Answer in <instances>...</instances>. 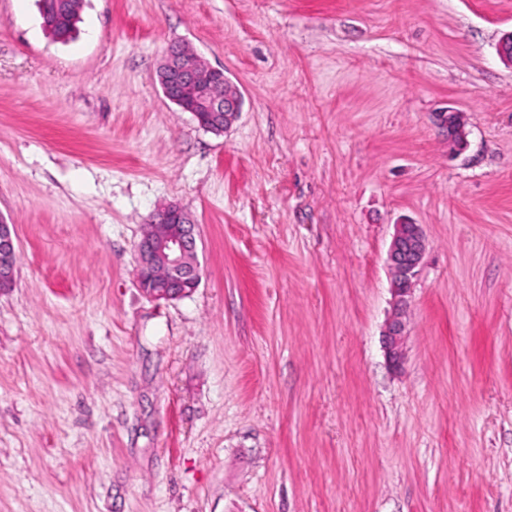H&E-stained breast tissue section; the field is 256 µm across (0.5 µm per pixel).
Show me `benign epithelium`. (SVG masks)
Wrapping results in <instances>:
<instances>
[{"mask_svg": "<svg viewBox=\"0 0 512 512\" xmlns=\"http://www.w3.org/2000/svg\"><path fill=\"white\" fill-rule=\"evenodd\" d=\"M164 97L193 115L206 131H226L242 110L239 89L224 75L183 43H171L158 73ZM438 124L448 132V142L457 152L468 146L465 113L436 114ZM156 226L137 243L138 285L155 300H174L192 293L201 274L197 256V225L178 205L169 204L151 215ZM427 252L423 225L411 221L395 224L387 254L392 309L383 329L384 350L397 369L403 358L412 292ZM18 249L13 226L0 221V288L15 282Z\"/></svg>", "mask_w": 512, "mask_h": 512, "instance_id": "7a95c632", "label": "benign epithelium"}]
</instances>
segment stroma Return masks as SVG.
Masks as SVG:
<instances>
[{
  "label": "stroma",
  "instance_id": "1",
  "mask_svg": "<svg viewBox=\"0 0 512 512\" xmlns=\"http://www.w3.org/2000/svg\"><path fill=\"white\" fill-rule=\"evenodd\" d=\"M510 31L512 0H85L59 43L0 0V512H512ZM174 41L240 90L225 133L163 96ZM170 202L202 277L154 300ZM438 124L448 132V142L455 152H462L468 146L467 122L464 112L450 111L436 114ZM150 224L155 232H144L136 246L140 290L155 300L189 295L201 279L197 225L176 204L155 211ZM18 249L13 226L0 221V288H11L15 282ZM427 252L423 225L411 221L395 224L387 254L392 309L383 329V344L388 362L400 367L407 337V323L412 292Z\"/></svg>",
  "mask_w": 512,
  "mask_h": 512
}]
</instances>
